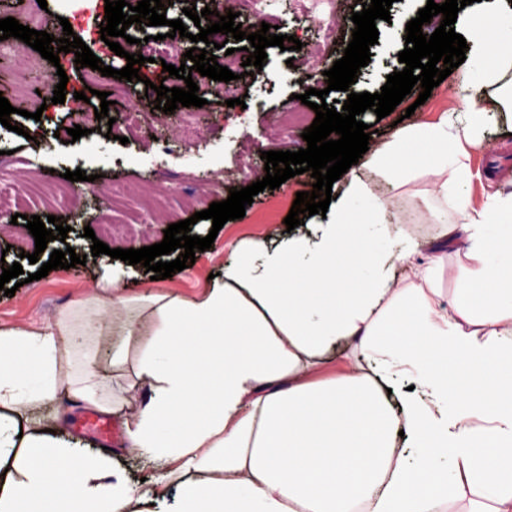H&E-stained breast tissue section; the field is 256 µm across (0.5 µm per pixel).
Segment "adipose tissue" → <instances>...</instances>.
Masks as SVG:
<instances>
[{
	"instance_id": "1",
	"label": "adipose tissue",
	"mask_w": 512,
	"mask_h": 512,
	"mask_svg": "<svg viewBox=\"0 0 512 512\" xmlns=\"http://www.w3.org/2000/svg\"><path fill=\"white\" fill-rule=\"evenodd\" d=\"M512 19L493 2L459 13L470 36L465 67L495 81L512 64ZM465 148L447 121L398 131L362 164L384 163L392 188L425 173L428 203L457 194L468 277L443 297L429 273L409 287L394 270L410 250L387 222L390 198L369 197L355 170L341 177L326 229L239 246L221 278L193 299L159 295L132 311L119 278L34 330L0 328V512H150L170 484L177 512H434L475 492L480 512H512V235L488 238L489 214L512 223V194L474 208L459 190ZM370 198L361 222L351 204ZM112 312L127 335L156 326L137 375L149 395L125 425L131 453L164 468L153 489L131 485L110 455L63 437L52 404L59 387L105 412L94 374L64 376L58 354ZM358 341L367 366L328 379L312 362ZM414 375L415 387L394 388ZM417 447L396 450L397 430Z\"/></svg>"
}]
</instances>
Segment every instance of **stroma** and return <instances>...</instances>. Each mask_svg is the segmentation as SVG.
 Masks as SVG:
<instances>
[{
  "label": "stroma",
  "mask_w": 512,
  "mask_h": 512,
  "mask_svg": "<svg viewBox=\"0 0 512 512\" xmlns=\"http://www.w3.org/2000/svg\"><path fill=\"white\" fill-rule=\"evenodd\" d=\"M425 0H394L390 21H377V44L371 46V61L361 68L359 78L350 92L375 93L386 83L389 74L401 71L398 54L405 43L395 32L419 9ZM267 18L280 34L292 35L302 43L301 50L283 51L267 47V59L260 75H248L235 80L236 97L244 98V106L230 107L223 95L210 96L209 102L198 113V138L186 144L178 134L176 117L157 110V94L145 89L146 82L165 83L166 87H184V80L165 77L161 63H144L139 68L140 81L127 84L126 92L117 96L109 107L112 117H120L130 107L145 103L147 110L142 129L135 139L123 144L94 132L75 143L55 138L58 128L69 126L71 112L82 108L75 95L84 89H94L89 103L99 108V93L110 91L114 78H98L95 70L80 69L75 59L60 53L59 64L43 63L41 71L28 72L27 64L33 50L19 39H10V49L0 52V96L13 98V80L16 72L27 71L28 90H43L45 84L56 81L57 70H64L69 78L66 104H57L43 111L41 119L34 120L12 114L10 127L0 126V147L13 151L15 162L0 169V196L5 204L0 207V250L5 253L6 264L20 262L24 273L34 274V281L20 286L14 296L0 293V327L21 329L44 327L55 322L59 313L76 306L97 289L101 279L119 270L121 283L130 296L136 297L138 307H146L151 296L159 294L193 298L208 288L209 274L223 271L233 260L238 245L260 240L274 231L284 229L297 193L308 190L310 173H303L282 183L279 188L264 190L254 196L247 206L244 218L226 222L219 231L210 250L196 252L194 265L173 273L165 280H152L141 265L92 256L91 241L99 239L110 248L138 249L161 242L168 225L188 219L194 213L208 209L209 205L227 199L231 188H242L263 179L265 162L260 155L265 151H296L305 147L303 138L291 141H273L269 138L271 124L289 115L294 107L293 94L307 86L325 89L324 70L330 69L337 56L332 49L347 40L344 27L327 31L317 20L308 18L299 10L296 0H269ZM474 96L484 107L485 114L476 135L478 145L469 147L466 164L469 178L461 191L474 207H482L489 194L495 191L512 192V112H496L492 106L499 98L496 87L486 86L481 72L454 70L438 87L433 88L424 104H417L416 94L404 98L390 116L377 118L373 111H365L360 119L374 125L375 134L370 142L377 148L390 141L397 119L407 125L434 123L448 119L455 126L465 125L468 115L464 111L466 96ZM414 114H407V107ZM166 139L167 154H157L155 138ZM41 140L44 151L33 148L34 140ZM85 170L88 178L71 183L70 193L64 198H47L32 193V184L50 179L52 174L68 170ZM360 177L369 190L378 196L396 192L397 212L404 216L403 234L416 250L410 263L428 266L436 247L440 231L437 216L427 207L429 180L418 174L412 176L399 189L390 185L377 173L364 170ZM28 194L27 206L15 209L13 195ZM23 212V219H15V212ZM37 215L59 217L61 225L70 229L66 241L48 242L47 252L39 254L38 264H31L28 253L35 251V241L29 233L25 219ZM117 225L115 234H106L104 225ZM92 228L94 238H85V228ZM73 247L76 254L85 257V264L69 269L50 271L37 278L39 263L47 262L49 253ZM36 252V251H35ZM154 333L153 327L143 329L136 343H127L125 337L111 326L101 327L86 344L76 345L58 360L61 372L75 374L92 369L101 381L98 393L117 399L130 397L131 406L104 415V422L117 430H124L125 422L135 413V403L146 388L136 376V364ZM127 348L128 360L113 366L112 355ZM48 415L58 417L68 439L81 442L91 450H108L117 465L125 469L131 484L141 489L152 488L158 470L151 461L131 454L125 437H118L110 447H102L98 437L82 429V421L95 414V407L74 403L66 390H59L56 402L47 407Z\"/></svg>",
  "instance_id": "1"
}]
</instances>
